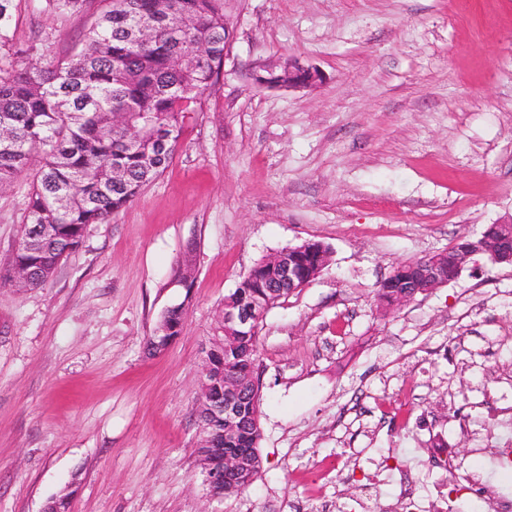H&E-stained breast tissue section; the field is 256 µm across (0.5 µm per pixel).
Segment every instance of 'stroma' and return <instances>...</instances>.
I'll return each mask as SVG.
<instances>
[{
  "mask_svg": "<svg viewBox=\"0 0 512 512\" xmlns=\"http://www.w3.org/2000/svg\"><path fill=\"white\" fill-rule=\"evenodd\" d=\"M108 5L13 0L0 63L68 53ZM224 13V66L164 173L88 225L42 288L0 282V512H43L60 492L68 512H398L405 469L424 508L461 467L512 492L487 455L512 439V266L476 256L399 309L375 299L400 263L512 221V0H227ZM291 59L322 82L255 85L258 66ZM31 189L23 174L0 190L2 271ZM309 240L328 265L260 331L262 474L213 496L198 405L224 298ZM180 304V334L149 353Z\"/></svg>",
  "mask_w": 512,
  "mask_h": 512,
  "instance_id": "35a3bbf8",
  "label": "stroma"
}]
</instances>
